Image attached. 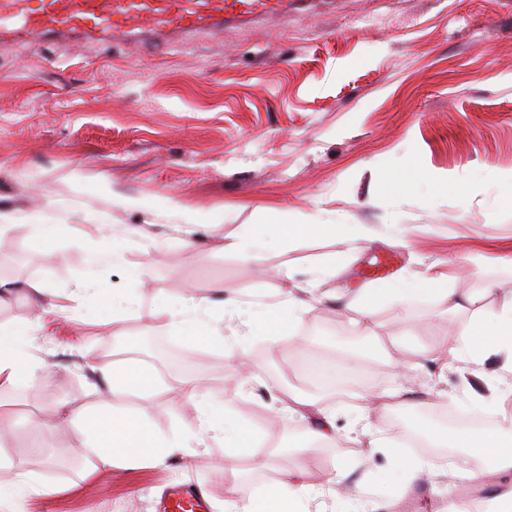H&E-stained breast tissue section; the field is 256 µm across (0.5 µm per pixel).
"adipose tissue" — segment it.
<instances>
[{"instance_id": "obj_1", "label": "adipose tissue", "mask_w": 512, "mask_h": 512, "mask_svg": "<svg viewBox=\"0 0 512 512\" xmlns=\"http://www.w3.org/2000/svg\"><path fill=\"white\" fill-rule=\"evenodd\" d=\"M449 310L466 314L454 340L444 352L445 365L455 362L481 363L485 356H503L504 367L512 372V291L500 294L497 304L485 303L483 297L468 293L448 296ZM20 328L0 324V388L14 385L20 378L35 379L40 365L16 348ZM96 372L101 381L99 394L110 402L113 394L131 390L152 393L157 376L154 370L138 362L104 364ZM187 398L195 403L204 428L220 427L228 447L224 454L225 470L237 471L240 451L254 445L253 437L244 434L232 419L230 406H219L199 400L197 390ZM405 393L396 389L362 398L358 407L360 435L369 447L377 439L369 424L370 417H381L394 407L405 405ZM58 414L65 423L78 424L80 445L96 462L136 464L143 461L160 463L168 456L184 452L185 440L178 435L161 439L148 425L145 416L125 414L107 409L97 414L61 405ZM427 436L437 448H465L477 456L482 466L471 477L480 484L498 485L497 495L475 504L466 499L449 501L441 512H512V422L495 428L471 429L464 432L433 429ZM316 485L309 480L305 465L282 470L280 479L249 497L230 496L224 502L225 512H298L299 503L310 496Z\"/></svg>"}]
</instances>
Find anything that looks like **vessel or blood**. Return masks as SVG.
Returning a JSON list of instances; mask_svg holds the SVG:
<instances>
[{"instance_id":"vessel-or-blood-1","label":"vessel or blood","mask_w":512,"mask_h":512,"mask_svg":"<svg viewBox=\"0 0 512 512\" xmlns=\"http://www.w3.org/2000/svg\"><path fill=\"white\" fill-rule=\"evenodd\" d=\"M288 0H0V46L27 38L175 40L200 29L281 16ZM163 512H200V494L169 488Z\"/></svg>"}]
</instances>
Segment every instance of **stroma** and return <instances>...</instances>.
<instances>
[{
    "instance_id": "obj_1",
    "label": "stroma",
    "mask_w": 512,
    "mask_h": 512,
    "mask_svg": "<svg viewBox=\"0 0 512 512\" xmlns=\"http://www.w3.org/2000/svg\"><path fill=\"white\" fill-rule=\"evenodd\" d=\"M412 159L455 188L387 190L388 173ZM116 191L137 206L113 201ZM511 192L512 0H297L283 19L229 24L173 47L48 39L0 48V199L14 217L0 250L24 259L13 281L41 283L60 306L44 313L21 293L0 306V323L23 329L18 349L44 370L0 390L15 464L0 470V485L20 471L36 476L16 512H157L174 483L204 489L207 512H224L229 488L257 491L299 461L321 480L345 473L341 512H417L435 488L401 474L404 431L436 426L441 406L495 416L501 360L445 369L422 358L401 379L370 354L347 372L341 351L369 344L329 296L380 289L382 344L448 348L461 315L447 292L512 289L500 263L512 255V206L502 202ZM186 212L200 223H184ZM42 215L59 227L48 246L30 231ZM337 217L372 225L376 240L348 251L330 236L277 238L283 225ZM245 225L269 242L252 268L233 247ZM425 273L441 276V292L399 303L396 284ZM306 281L326 299L296 322L288 302ZM227 300L250 315L239 335L203 345L168 326L170 307L202 304L212 323ZM150 341L175 352L180 371L153 364ZM305 347L332 359L355 391L328 395L320 377L298 374ZM232 351L258 363L256 378L243 381ZM131 360L153 365L158 385L114 395L116 410L193 442L199 413L172 386L197 381L208 400L237 407L257 438L245 472L225 471L216 439L190 468L170 459L88 469L56 458L80 434L56 427L59 404L96 410L93 366ZM401 386L417 407L374 420L377 447L349 441L360 397ZM292 387L332 413L329 442L311 441L306 421L281 411Z\"/></svg>"
}]
</instances>
